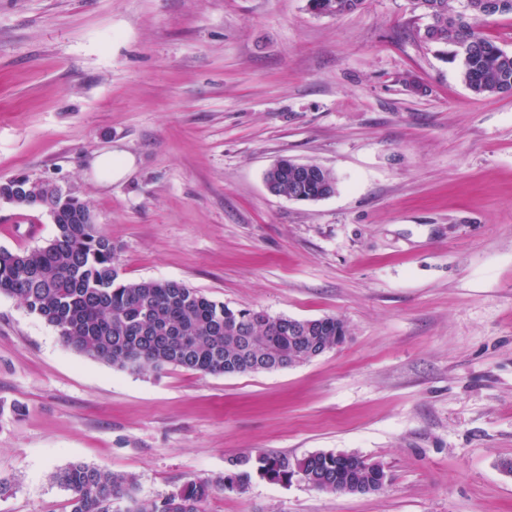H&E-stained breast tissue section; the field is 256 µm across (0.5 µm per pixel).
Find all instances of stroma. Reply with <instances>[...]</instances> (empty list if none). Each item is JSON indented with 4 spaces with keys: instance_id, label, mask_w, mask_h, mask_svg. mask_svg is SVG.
<instances>
[{
    "instance_id": "1",
    "label": "stroma",
    "mask_w": 512,
    "mask_h": 512,
    "mask_svg": "<svg viewBox=\"0 0 512 512\" xmlns=\"http://www.w3.org/2000/svg\"><path fill=\"white\" fill-rule=\"evenodd\" d=\"M427 23L411 0H0V183L86 202L125 279L347 327L273 372L129 374L0 295V512H69L50 475L76 461L160 500L258 452L355 453L390 483L258 479L205 512H512V95L475 96ZM109 149L133 164L102 186ZM282 158L335 193L271 195ZM54 233L0 203V248ZM115 158L122 159V170L129 168L133 164L132 158L124 157L121 154L113 153L112 151L95 154L90 159L89 166L100 185L106 186L112 182V161Z\"/></svg>"
}]
</instances>
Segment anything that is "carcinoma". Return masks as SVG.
<instances>
[{"label":"carcinoma","instance_id":"1","mask_svg":"<svg viewBox=\"0 0 512 512\" xmlns=\"http://www.w3.org/2000/svg\"><path fill=\"white\" fill-rule=\"evenodd\" d=\"M434 4L427 43L459 65L462 81L477 96L512 91V53L479 30L486 0H427ZM304 198L324 195L321 181L288 186ZM26 205L45 209L55 225L40 247L0 248V295L17 298L26 310L56 330L76 353L129 373L179 367L202 375H246L285 368L308 349L288 335V317L233 308L176 280L128 281L118 251L93 223L89 208L47 184H33ZM316 336L331 344L336 318L311 320ZM300 475L327 494H375L386 475L379 463L345 452L300 459L263 452L228 461L217 480L193 479L161 500L142 499L131 476L83 463L56 470L52 480L69 494V512H205L217 491L243 493L256 479L285 483Z\"/></svg>","mask_w":512,"mask_h":512}]
</instances>
